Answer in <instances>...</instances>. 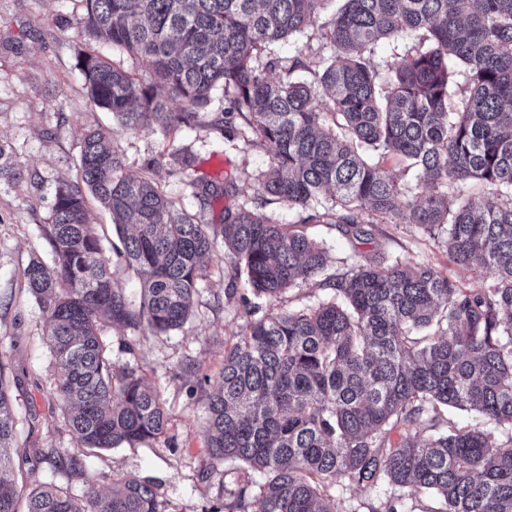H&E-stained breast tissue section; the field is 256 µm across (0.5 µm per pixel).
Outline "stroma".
<instances>
[{
    "mask_svg": "<svg viewBox=\"0 0 512 512\" xmlns=\"http://www.w3.org/2000/svg\"><path fill=\"white\" fill-rule=\"evenodd\" d=\"M83 12L82 0H0V142L30 174L28 184L20 187L0 178V375L12 386L19 437L30 434L41 446L62 451L78 445L54 396L46 317L27 290L24 271L33 258L52 260L39 228L50 219L58 183L79 178L81 140L91 126L114 130L126 172L153 177L198 223H220L226 201L201 206L194 179H234L244 198L255 200L258 212L323 243L327 276L345 272L358 253L373 249L390 260L446 267L441 242L416 225L381 222L372 225L371 240L363 242L343 235L336 225L306 222L304 210L265 196L254 177L269 157L243 140L225 139L223 125L216 122L230 108L222 93L214 94L196 126L177 134L120 130L111 113L92 108L75 67L74 27ZM228 265L220 248L204 260L192 311L181 329L161 336L104 331L113 364L139 366L160 392L169 416L165 435L149 445L99 452L85 460L77 475L45 463L20 462L13 471L16 480L51 482L80 496L89 489L109 492L113 482L129 476L149 478L158 484L166 512H209L214 504L236 498L238 466L223 465L218 480L201 478L207 461V380L222 368L226 343L248 323L271 312L315 307L335 294L307 281L267 301L242 283L229 289Z\"/></svg>",
    "mask_w": 512,
    "mask_h": 512,
    "instance_id": "obj_1",
    "label": "stroma"
}]
</instances>
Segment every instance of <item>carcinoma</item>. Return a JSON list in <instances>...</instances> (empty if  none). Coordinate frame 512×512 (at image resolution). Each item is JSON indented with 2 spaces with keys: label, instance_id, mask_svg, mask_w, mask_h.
<instances>
[{
  "label": "carcinoma",
  "instance_id": "cac0c4a2",
  "mask_svg": "<svg viewBox=\"0 0 512 512\" xmlns=\"http://www.w3.org/2000/svg\"><path fill=\"white\" fill-rule=\"evenodd\" d=\"M84 2L77 37L151 68L141 81L77 49L90 101L124 129L190 128L221 89L241 119L224 122V135L269 154L257 176L265 194L359 240L379 220L417 224L443 236L457 268L477 261L494 279L463 288L429 264H389L375 253L324 278L320 244L245 201L224 208L218 241L153 178L125 173L111 133L91 127L80 179L59 183L51 223L40 225L54 267L34 258L25 269L46 315L55 397L80 448L63 456L27 440L21 460L64 462L75 474L87 452L164 435L160 393L139 368L114 366L101 336L107 327L153 336L182 327L200 261L220 245L230 279L244 276L257 297L276 300L313 280L340 301L268 313L225 347L206 405V474L238 463L244 485L211 512H247L249 490L260 512H335L324 500L336 486L385 491L368 512H397L407 500L428 501L423 512H512V0H343L320 26L324 0ZM313 27L319 48L266 52ZM413 32L418 42L387 63L381 82L370 62L378 46ZM299 69L315 81L292 79ZM390 161L413 172L415 185L399 184ZM2 176L15 185L29 178L0 144ZM467 183L489 192L475 200L463 193ZM89 194L132 230L117 255L141 279L137 309L90 222ZM239 194L233 180L196 183L203 204ZM449 408L491 428L460 426L444 416ZM16 423L0 374V512H18L23 495L26 512H165L158 488L137 477L79 499L51 482L18 489L4 478Z\"/></svg>",
  "mask_w": 512,
  "mask_h": 512
}]
</instances>
